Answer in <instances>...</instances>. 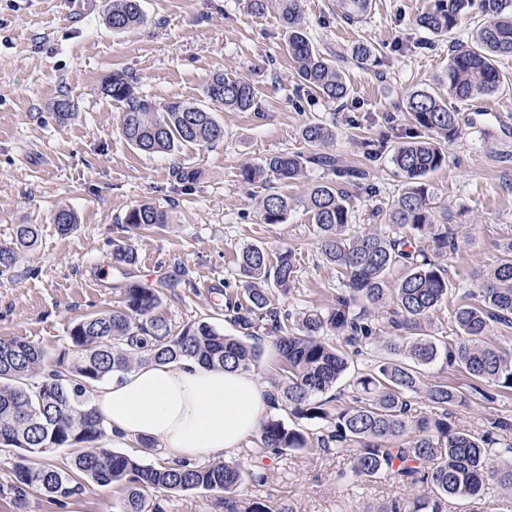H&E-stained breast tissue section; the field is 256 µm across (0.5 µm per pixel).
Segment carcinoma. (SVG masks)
<instances>
[{
  "mask_svg": "<svg viewBox=\"0 0 512 512\" xmlns=\"http://www.w3.org/2000/svg\"><path fill=\"white\" fill-rule=\"evenodd\" d=\"M336 5L343 19L353 23L368 12L371 0H336ZM473 6L474 0H433L416 24L446 37ZM481 13L484 19L470 41L454 44L448 61V97L463 102L492 93L507 82L499 61L512 57V0H482ZM281 16L301 84L329 101L345 98L344 75L312 43L298 0H282ZM106 20L112 31L120 32L144 24L146 17L140 0H108ZM104 92L122 103L121 133L139 151L167 152L186 143L211 145L224 139V127L212 108L182 101L158 108L140 95L134 77L126 71L112 72ZM205 97L241 112L254 104L247 81L222 73L212 76ZM407 112L415 133L394 146L391 156L406 179L390 214L391 223L405 230L401 236L345 235L351 213L349 195L341 184L363 179L364 172L334 154L317 151L334 136L322 121H311L301 131L313 151L275 154L240 168L241 180L248 185L270 175L292 180L309 168L338 177L334 183L315 184L305 204L319 230L322 258L344 276L346 292L323 310L283 312L275 306L272 291L286 292L295 281V255L285 250L272 261L264 247L249 245L239 261L249 304L230 309V320L249 337L261 329L273 338L280 372L272 382L271 404L283 401L293 418L323 423L322 430L307 432L270 417L260 430L259 446L250 450L253 457L311 443L327 453L351 452L356 478L424 484L425 493L413 502V512H446L449 498H481L492 483L512 491V462L491 465L501 456L496 433L512 437V423L495 420L480 435L461 429L448 420V406L458 400L457 391L446 385L425 389L420 378L422 367L442 359L467 374L477 388L512 390V347L489 346L484 341L497 328L512 329V241L497 264L479 277L471 293L474 302L451 311L458 339L448 343L430 334L427 320L448 298V277L441 263L415 248L413 240L427 234L436 257L448 253V225L437 223L426 177L446 164L445 146L460 133V116L427 90L409 96ZM289 211L288 196L279 193L264 195L259 205L264 224L285 223ZM54 221L66 233L77 224V217L62 206L55 211ZM123 223L134 229L149 228L169 223V214L145 202L131 207ZM38 235L36 224L17 225L14 246H0V269L11 268L17 251L33 246ZM399 262L407 272L396 287L389 288L387 271ZM386 302L392 304L389 323L397 331L389 351L398 359L356 377L358 394L349 403L335 405L334 396L318 399L335 389L349 369L347 353L336 341L358 347L374 339L371 308ZM160 303V289L128 284L121 307L72 324L66 345L50 359L33 342H0V449L13 450L16 456L13 479L1 492L20 504L42 496L63 510L92 483L118 484L124 496L117 512H165L151 492L218 490L224 493L226 512H270L261 501L244 503L238 498L244 483L264 481L260 472L245 473L225 461L154 466L103 444L105 420L92 405L96 384L145 363L181 359L248 370L261 355L258 346L226 335L207 321L173 328L157 314ZM421 392L430 407L427 412L412 408L413 395ZM60 448L73 449L69 461L61 466L42 461Z\"/></svg>",
  "mask_w": 512,
  "mask_h": 512,
  "instance_id": "cac0c4a2",
  "label": "carcinoma"
}]
</instances>
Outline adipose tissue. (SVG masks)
<instances>
[{
  "mask_svg": "<svg viewBox=\"0 0 512 512\" xmlns=\"http://www.w3.org/2000/svg\"><path fill=\"white\" fill-rule=\"evenodd\" d=\"M93 405L109 426V447L152 441L169 459L195 462L238 454L271 408L251 372L195 361L135 368L99 384Z\"/></svg>",
  "mask_w": 512,
  "mask_h": 512,
  "instance_id": "adipose-tissue-1",
  "label": "adipose tissue"
}]
</instances>
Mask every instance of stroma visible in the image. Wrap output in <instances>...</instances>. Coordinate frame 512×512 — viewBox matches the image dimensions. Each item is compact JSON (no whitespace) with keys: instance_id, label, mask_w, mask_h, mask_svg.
Wrapping results in <instances>:
<instances>
[{"instance_id":"stroma-1","label":"stroma","mask_w":512,"mask_h":512,"mask_svg":"<svg viewBox=\"0 0 512 512\" xmlns=\"http://www.w3.org/2000/svg\"><path fill=\"white\" fill-rule=\"evenodd\" d=\"M433 0H372L369 12L345 22L336 0H300L303 24L324 54L344 73L347 97L323 99L301 85L288 54L280 0H266L254 13L247 0H142L144 25L113 33L106 0H0V245H11L20 224L40 227L35 246L0 271V340L22 338L58 352L74 322L119 306L128 283L163 289L159 315L180 326L203 320L238 335L225 318V305L246 304L239 275L242 250L261 243L270 255L294 252L297 277L288 292H276L284 310L333 306L344 288L336 267L323 261L318 230L305 207L311 187L333 181L332 173L309 169L285 183L245 185L239 169L282 152H308L303 126L314 119L331 126L327 153L365 169L363 186L350 190L348 235L374 231L395 236L390 209L405 187L389 149L413 127L409 94L427 90L447 96L448 43L469 40L481 17H462L450 38L431 37L416 17ZM377 50L375 63L359 64V43ZM137 79L139 93L156 106L170 101L205 103V88L218 72L246 79L256 107L219 110L224 138L210 146L188 144L169 154L134 149L120 130L122 106L103 91L113 70ZM67 97L71 119L58 121L54 102ZM492 119H477L472 102L459 104L461 133L448 144V162L427 181L437 219H444L458 244L443 261L447 300L435 310L437 336L456 338L450 312L463 303L477 276L493 267L512 238V132L496 117H512V81L485 95ZM386 142L377 159L366 160L363 142ZM195 170L192 184L172 170ZM290 201L286 223L258 217L264 193ZM149 202L170 216L150 231L126 227L125 212ZM78 216L70 232L53 222L57 208ZM133 248L137 262L112 261L115 246ZM160 287V286H159ZM386 310L376 312L378 337L350 355L339 403L350 400V379L389 356L385 342L395 331ZM424 385L445 384L464 399L450 407L456 425L483 433L490 421L512 420V392L472 394L465 373L438 361L422 369ZM354 458L318 449L291 450L265 458V481L245 483L241 499L260 498L273 512H382L392 501L411 505L423 486L404 487L387 479L361 481Z\"/></svg>"}]
</instances>
